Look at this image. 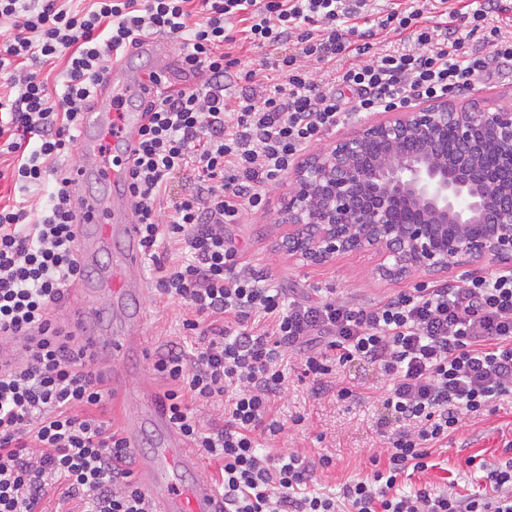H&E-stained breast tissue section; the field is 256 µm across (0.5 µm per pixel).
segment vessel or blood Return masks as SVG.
<instances>
[{"instance_id":"1","label":"vessel or blood","mask_w":512,"mask_h":512,"mask_svg":"<svg viewBox=\"0 0 512 512\" xmlns=\"http://www.w3.org/2000/svg\"><path fill=\"white\" fill-rule=\"evenodd\" d=\"M125 63V57L113 59L105 100L84 112L77 143L87 162L69 171L79 198L78 242L83 263L96 261L113 242L122 245L115 268L102 271L96 282L83 289L85 302L71 319L72 327L80 332L89 323L104 322L113 305L140 302L144 294L139 281L132 278L143 266V252L140 227L131 216L127 160L139 148L138 131L147 116L144 110L130 109L128 103L155 97L156 89L143 79L126 77ZM107 133L114 150L110 156L100 150ZM90 180L107 185L109 194L87 191L85 184ZM142 410L161 432V441L150 456L137 460L154 512H222L221 499L201 473L200 458L170 424L159 401L146 397Z\"/></svg>"}]
</instances>
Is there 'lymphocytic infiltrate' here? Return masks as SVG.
<instances>
[{
    "label": "lymphocytic infiltrate",
    "instance_id": "obj_1",
    "mask_svg": "<svg viewBox=\"0 0 512 512\" xmlns=\"http://www.w3.org/2000/svg\"><path fill=\"white\" fill-rule=\"evenodd\" d=\"M504 10L501 0H394L378 15L371 0H0V181L19 195L0 204V340L27 339L0 371V512H39L52 491L76 512H151L121 426L100 415L111 388L51 315L89 275L62 159L113 54L144 32L176 43L181 71L196 79L151 102L129 168L155 292L187 306L182 328L200 339L191 351L170 344L153 370L167 384L170 423L214 463L224 512H512V459L481 462L482 485L464 495L399 483L428 470L462 415L512 396V265L368 303H308L273 286L224 234L265 208L268 187L353 113L454 97L512 68V29L486 24ZM432 11L444 22L425 24ZM391 34L403 49L377 52ZM347 55L338 79L309 68ZM59 59L53 94L27 65ZM265 69L282 83L267 86ZM168 244L178 258L164 257ZM293 350L314 390L341 400L352 391L336 387L337 367L363 362L387 381L382 403L398 427L370 472L334 495L311 489L331 456L262 450L285 430L273 406ZM200 403L223 406L221 428L204 429Z\"/></svg>",
    "mask_w": 512,
    "mask_h": 512
}]
</instances>
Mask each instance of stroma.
<instances>
[{"label": "stroma", "mask_w": 512, "mask_h": 512, "mask_svg": "<svg viewBox=\"0 0 512 512\" xmlns=\"http://www.w3.org/2000/svg\"><path fill=\"white\" fill-rule=\"evenodd\" d=\"M453 103L466 109L512 103V73L477 80L470 91L454 98ZM288 186V180H281L270 192L266 209L247 215L243 223L225 228L226 236L243 250L246 259L267 269L275 285L286 295L316 301L320 298V289L326 288L336 297L364 301L431 281V274L425 272L397 278L374 277L372 271L380 261L374 253L339 254L319 265L295 259L283 244L284 230L277 221L280 198ZM141 311L138 352L121 361L111 357L106 343L102 342L90 362L91 369L102 376L119 377L127 400L122 404L108 401L105 410L108 417L124 427L134 416L142 390L158 394L164 389L152 367L156 352L183 339L185 310L181 305L158 298L150 289L143 297ZM337 377L343 386L354 391V399L342 401L329 393L317 395L307 382L291 379L287 394L276 403L277 415L283 419L300 415L304 421L264 443L265 451L270 453L296 446L312 456H332L336 467L321 482L323 488L332 492L339 491L348 479L366 475L371 449L384 443L377 427L383 415L379 403L385 388L383 376L375 368L351 363L338 367ZM511 441L512 401L506 400L496 411L465 417L461 431L449 437L447 447L434 449L433 466L425 478L438 487L451 484L462 494L476 490L477 474L466 466V458L506 461L512 458V453L505 449Z\"/></svg>", "instance_id": "stroma-1"}]
</instances>
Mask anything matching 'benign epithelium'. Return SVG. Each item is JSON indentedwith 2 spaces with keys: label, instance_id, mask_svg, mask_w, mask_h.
<instances>
[{
  "label": "benign epithelium",
  "instance_id": "benign-epithelium-1",
  "mask_svg": "<svg viewBox=\"0 0 512 512\" xmlns=\"http://www.w3.org/2000/svg\"><path fill=\"white\" fill-rule=\"evenodd\" d=\"M372 142L383 150L369 159ZM488 152L497 174L484 169ZM279 223L298 259L379 249L392 259L379 267L385 277L512 261V104L424 100L382 113L294 167Z\"/></svg>",
  "mask_w": 512,
  "mask_h": 512
}]
</instances>
